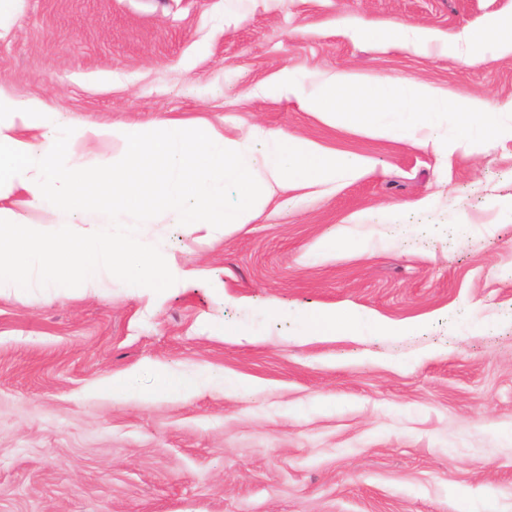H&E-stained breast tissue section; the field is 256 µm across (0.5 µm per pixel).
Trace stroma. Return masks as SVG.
Segmentation results:
<instances>
[{
  "label": "stroma",
  "instance_id": "1",
  "mask_svg": "<svg viewBox=\"0 0 512 512\" xmlns=\"http://www.w3.org/2000/svg\"><path fill=\"white\" fill-rule=\"evenodd\" d=\"M510 20L512 0H0L17 100L94 125H261L369 160L220 234L81 199L196 277L0 295V512H512ZM392 24L438 38L391 47ZM468 29L492 35L482 61ZM285 69L307 91L346 73L482 98L499 134L466 141L446 112L415 144L253 96ZM315 310L374 322L314 339ZM160 368L208 380L175 396ZM115 376L133 379L117 397Z\"/></svg>",
  "mask_w": 512,
  "mask_h": 512
}]
</instances>
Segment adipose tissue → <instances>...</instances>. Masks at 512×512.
<instances>
[{
	"mask_svg": "<svg viewBox=\"0 0 512 512\" xmlns=\"http://www.w3.org/2000/svg\"><path fill=\"white\" fill-rule=\"evenodd\" d=\"M262 92L295 97L305 111L341 124L372 128L380 113H395L397 121L387 130L391 136L414 138L453 108L464 135L488 139L496 132L489 102L467 96L452 100L423 82L397 87L382 80L366 95L351 76L339 74L304 96L285 71ZM83 139L116 141L124 152L95 169L63 165L60 158L69 145ZM367 164L360 155L259 126L233 138L212 128L192 135L172 119L150 128L66 123L40 100L18 101L0 93V292L20 293L36 285L98 289L116 277L133 288L191 280L177 266L157 265L133 235H114L88 214L65 224H36L28 219L31 213H70L78 197L96 193L111 194L113 208L120 209L144 194L161 202L173 223L217 230L250 223L287 186L325 185L337 173H357ZM230 188L235 199L229 203L225 192ZM16 193L23 200L14 206L8 199Z\"/></svg>",
	"mask_w": 512,
	"mask_h": 512,
	"instance_id": "1",
	"label": "adipose tissue"
}]
</instances>
